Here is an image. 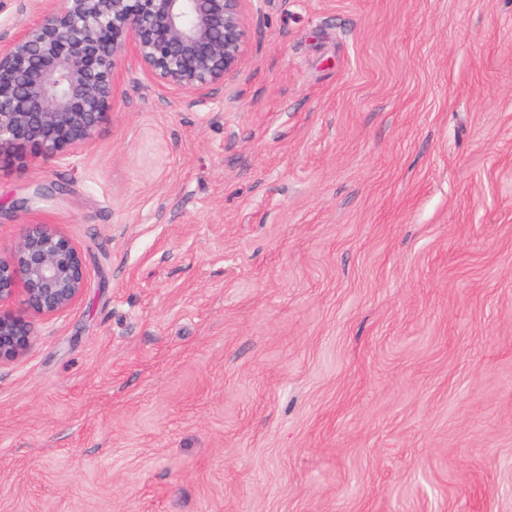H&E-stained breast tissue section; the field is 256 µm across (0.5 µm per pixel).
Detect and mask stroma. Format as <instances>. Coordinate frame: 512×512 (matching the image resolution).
Segmentation results:
<instances>
[{
  "label": "stroma",
  "mask_w": 512,
  "mask_h": 512,
  "mask_svg": "<svg viewBox=\"0 0 512 512\" xmlns=\"http://www.w3.org/2000/svg\"><path fill=\"white\" fill-rule=\"evenodd\" d=\"M243 12L223 85L124 56L92 145L0 168V244L88 270L0 365V512H512V0Z\"/></svg>",
  "instance_id": "35a3bbf8"
}]
</instances>
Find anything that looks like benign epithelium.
I'll use <instances>...</instances> for the list:
<instances>
[{"mask_svg": "<svg viewBox=\"0 0 512 512\" xmlns=\"http://www.w3.org/2000/svg\"><path fill=\"white\" fill-rule=\"evenodd\" d=\"M242 2L44 0L40 16L0 47V166L93 143L127 53L163 86L224 84L249 48ZM85 286L81 250L51 224H26L16 244L0 246V365L31 349L33 319L66 312Z\"/></svg>", "mask_w": 512, "mask_h": 512, "instance_id": "benign-epithelium-1", "label": "benign epithelium"}]
</instances>
